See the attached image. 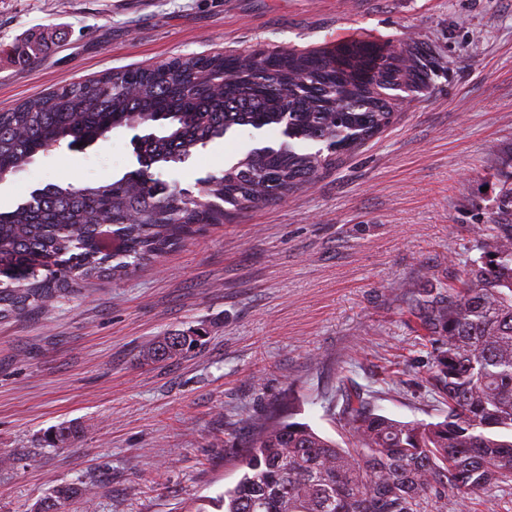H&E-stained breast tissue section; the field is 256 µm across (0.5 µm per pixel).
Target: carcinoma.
Segmentation results:
<instances>
[{"label":"carcinoma","instance_id":"carcinoma-1","mask_svg":"<svg viewBox=\"0 0 512 512\" xmlns=\"http://www.w3.org/2000/svg\"><path fill=\"white\" fill-rule=\"evenodd\" d=\"M409 59L405 67L394 50L360 40L310 53L177 58L0 112V178L64 144L156 128L134 147L138 169L105 185H48L0 212V317L39 309L82 280L124 275L233 209L283 198L392 123L387 91L430 79L421 55ZM285 125L279 148L255 149L210 177L198 201L152 172L235 127ZM295 140L322 143L327 154L299 153ZM479 240L463 277L419 304L435 352L426 385L447 405L443 420L398 421L375 413L362 388H345L338 416L353 442L344 448L282 403L249 442L224 512H439L450 494L464 500L512 484V198ZM195 342L174 333L143 356L172 359Z\"/></svg>","mask_w":512,"mask_h":512}]
</instances>
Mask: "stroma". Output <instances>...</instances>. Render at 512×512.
Masks as SVG:
<instances>
[{
    "mask_svg": "<svg viewBox=\"0 0 512 512\" xmlns=\"http://www.w3.org/2000/svg\"><path fill=\"white\" fill-rule=\"evenodd\" d=\"M52 34L37 63L15 48ZM359 39L412 47L437 72L394 123L277 204L235 212L120 278L79 283L0 318V512H223L245 442L291 398L295 419L345 442L333 412L357 385L377 413L437 421L434 353L415 304L478 258L512 187V0H0V112L59 85L182 56L308 50ZM134 130L37 154L0 181L10 204L49 184L137 168ZM276 128L242 127L170 164L199 195ZM200 331L182 357L142 350ZM75 429L52 448L46 431ZM88 497L56 500L61 486Z\"/></svg>",
    "mask_w": 512,
    "mask_h": 512,
    "instance_id": "obj_1",
    "label": "stroma"
}]
</instances>
